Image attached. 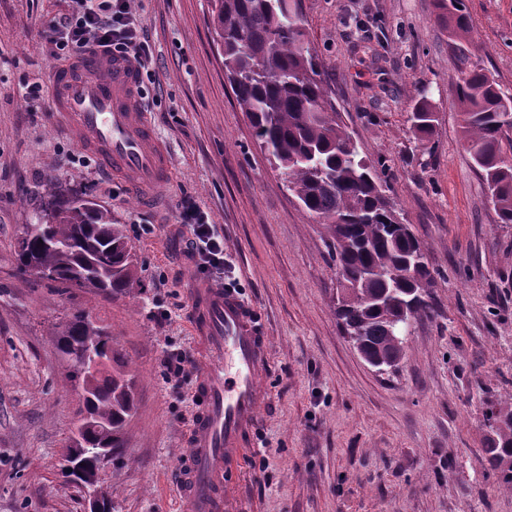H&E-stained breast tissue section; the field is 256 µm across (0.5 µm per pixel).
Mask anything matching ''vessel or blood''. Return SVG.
Returning <instances> with one entry per match:
<instances>
[{"label":"vessel or blood","instance_id":"b4317fda","mask_svg":"<svg viewBox=\"0 0 512 512\" xmlns=\"http://www.w3.org/2000/svg\"><path fill=\"white\" fill-rule=\"evenodd\" d=\"M139 74L125 58L87 56L53 73L54 103L80 144L132 188L150 192L164 155L137 109ZM191 329L202 353L199 410L180 470L183 512H224L230 477L268 398L267 338L256 311L231 291L195 288Z\"/></svg>","mask_w":512,"mask_h":512}]
</instances>
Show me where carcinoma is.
<instances>
[{
	"label": "carcinoma",
	"instance_id": "obj_1",
	"mask_svg": "<svg viewBox=\"0 0 512 512\" xmlns=\"http://www.w3.org/2000/svg\"><path fill=\"white\" fill-rule=\"evenodd\" d=\"M437 22L455 37L472 32L464 0H436ZM212 23L224 53V71L255 137L284 175L288 190L321 224L336 254L345 298L336 318L356 333L367 358L405 355L394 344L393 324L428 312L432 275L425 249L401 220L374 165L360 157L318 74L298 0H212ZM458 60L456 98L466 150L486 184L499 223L512 224V101L486 72L465 65L468 48L449 44ZM414 129L427 136L436 122L426 103L412 112ZM17 248L20 269L46 273L63 288L127 295L140 287L133 247L112 211L82 195L58 197L35 210ZM55 348L67 378L83 393L77 408L83 440L119 455L136 413L135 387L122 353L101 320L79 310L55 326ZM89 343L104 364L79 365ZM491 437L485 454L512 491V395L486 413Z\"/></svg>",
	"mask_w": 512,
	"mask_h": 512
}]
</instances>
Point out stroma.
Wrapping results in <instances>:
<instances>
[{
  "label": "stroma",
  "instance_id": "obj_1",
  "mask_svg": "<svg viewBox=\"0 0 512 512\" xmlns=\"http://www.w3.org/2000/svg\"><path fill=\"white\" fill-rule=\"evenodd\" d=\"M69 0H0V512H86L62 477L78 397L52 341L78 310L108 324L137 380L138 410L101 487L112 512H181L178 467L195 412L192 288L229 285L268 336L270 404L236 466L224 512H512L485 459L491 402L512 393V224H502L464 146L458 66L435 0H300L321 78L427 251V315L384 373L341 332L336 262L255 139L224 74L210 0H134L159 101L148 112L169 174L140 202L58 122L45 19ZM469 64L512 99V0H465ZM42 88L37 110L26 85ZM437 117L429 142L410 120ZM87 194L123 224L139 288L57 290L21 272L17 240L49 184ZM194 197L224 239L223 275L198 273L175 206ZM436 120L435 112L424 102L417 105L412 112L413 127L420 134L421 140L431 132Z\"/></svg>",
  "mask_w": 512,
  "mask_h": 512
}]
</instances>
